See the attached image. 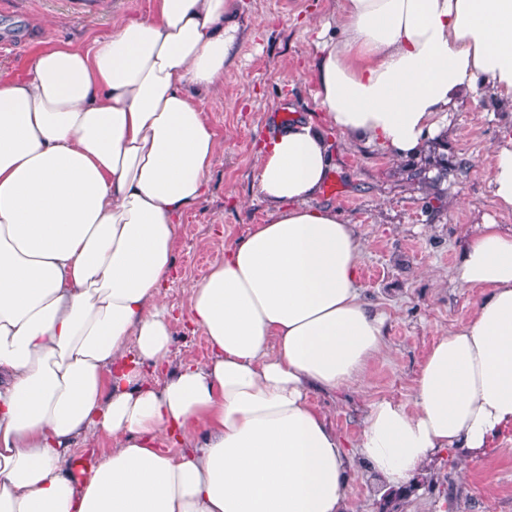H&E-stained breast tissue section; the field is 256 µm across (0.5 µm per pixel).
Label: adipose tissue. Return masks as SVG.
Returning a JSON list of instances; mask_svg holds the SVG:
<instances>
[{
	"label": "adipose tissue",
	"instance_id": "obj_1",
	"mask_svg": "<svg viewBox=\"0 0 512 512\" xmlns=\"http://www.w3.org/2000/svg\"><path fill=\"white\" fill-rule=\"evenodd\" d=\"M340 7L313 63L326 123L262 144L267 217L190 288L210 359L159 388L147 370L170 351L176 230L219 148L191 96L221 86L240 0H155L0 85V512H346L354 462L399 490L438 452L477 456L512 426V235L491 221L458 267L484 295L432 344L412 403L371 402L351 451L310 402L386 349L356 226L309 204L333 167L325 128L406 158L474 77L512 103V0ZM490 160L512 213V140ZM92 436L111 450L76 455Z\"/></svg>",
	"mask_w": 512,
	"mask_h": 512
}]
</instances>
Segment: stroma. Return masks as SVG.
Returning a JSON list of instances; mask_svg holds the SVG:
<instances>
[{
  "mask_svg": "<svg viewBox=\"0 0 512 512\" xmlns=\"http://www.w3.org/2000/svg\"><path fill=\"white\" fill-rule=\"evenodd\" d=\"M336 0H243V36L219 92L197 97L221 146L205 176L206 189L177 230L175 277L164 291L177 318L167 363L153 374L208 360L203 332L189 320V287L222 259L224 249L255 224L268 205L257 189V153L283 121L323 122L313 62L317 36L333 24ZM153 0H0V38L12 36V52L0 54V84L24 78L42 49L84 45L111 34L127 18L151 15ZM335 192L314 202L336 207L356 225L365 243L359 268L365 299L386 316V352L358 383L315 392L311 404L344 441L357 444L362 415L372 401L413 400V380L438 336L466 323L483 291L457 275L468 232L483 219L512 233V214L499 211L491 190L487 154L512 137V107L481 86L477 103L448 117L440 140L416 159H397L378 147L347 144L328 130ZM448 176L432 188L411 171ZM401 512H512V427L485 453L466 460L442 451ZM381 484L362 465L350 472L348 512H377Z\"/></svg>",
  "mask_w": 512,
  "mask_h": 512,
  "instance_id": "1",
  "label": "stroma"
}]
</instances>
